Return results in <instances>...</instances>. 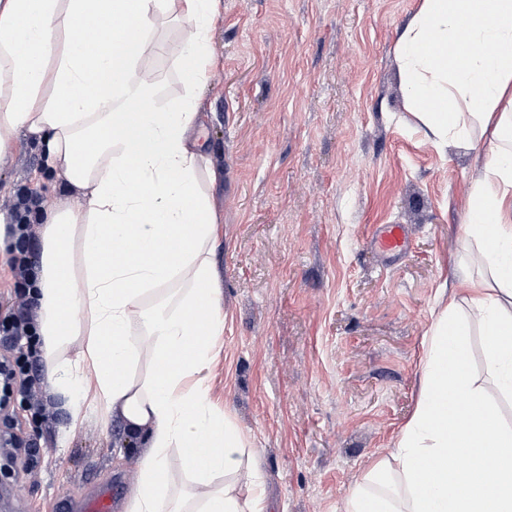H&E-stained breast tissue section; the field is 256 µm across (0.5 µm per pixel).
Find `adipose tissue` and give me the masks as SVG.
Listing matches in <instances>:
<instances>
[{
  "label": "adipose tissue",
  "mask_w": 512,
  "mask_h": 512,
  "mask_svg": "<svg viewBox=\"0 0 512 512\" xmlns=\"http://www.w3.org/2000/svg\"><path fill=\"white\" fill-rule=\"evenodd\" d=\"M217 12L218 0H0V162L27 131L74 188L66 208L41 219L43 361L73 423L85 400L142 435L127 512H268L246 434L209 398L224 314L211 260L217 217L189 138L204 115L185 100L159 108L149 73L158 19H184L182 44L202 66ZM121 17L133 28L106 37ZM396 52L437 141L466 151L476 130L492 134L464 221L485 270L454 266L420 361L418 405L345 510L512 512V426L473 373L469 344L480 324L488 372L512 392V0H420ZM145 356L153 367L137 373ZM175 448L211 451L184 459L192 487L178 500L167 477ZM453 450L478 457L452 466Z\"/></svg>",
  "instance_id": "obj_1"
}]
</instances>
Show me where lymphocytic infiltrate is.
I'll list each match as a JSON object with an SVG mask.
<instances>
[{
  "instance_id": "1",
  "label": "lymphocytic infiltrate",
  "mask_w": 512,
  "mask_h": 512,
  "mask_svg": "<svg viewBox=\"0 0 512 512\" xmlns=\"http://www.w3.org/2000/svg\"><path fill=\"white\" fill-rule=\"evenodd\" d=\"M39 208L37 193L29 189L23 190L12 205L14 242L8 261L12 288L5 312L0 315V413L8 412L13 397L18 396L30 403L39 421L47 423L53 413L44 396L43 382L29 369L40 355L36 335L38 304L31 295L35 265L26 254V245L35 237L32 216Z\"/></svg>"
}]
</instances>
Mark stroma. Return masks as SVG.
Segmentation results:
<instances>
[{
  "instance_id": "stroma-1",
  "label": "stroma",
  "mask_w": 512,
  "mask_h": 512,
  "mask_svg": "<svg viewBox=\"0 0 512 512\" xmlns=\"http://www.w3.org/2000/svg\"><path fill=\"white\" fill-rule=\"evenodd\" d=\"M419 0H220L211 63L195 83L183 25L160 20L156 103L196 100L207 191L222 225L214 260L224 334L211 399L247 434L269 512H344L362 475L393 451L419 397V358L437 292L459 261L479 267L463 232L480 164L437 144L408 104L396 42ZM43 210L72 188L26 133L0 164V212L21 187ZM405 224L394 262L369 245ZM52 422L27 402L15 416L40 450L7 474L0 512H58L112 482L125 506L140 476L141 435L49 395Z\"/></svg>"
}]
</instances>
